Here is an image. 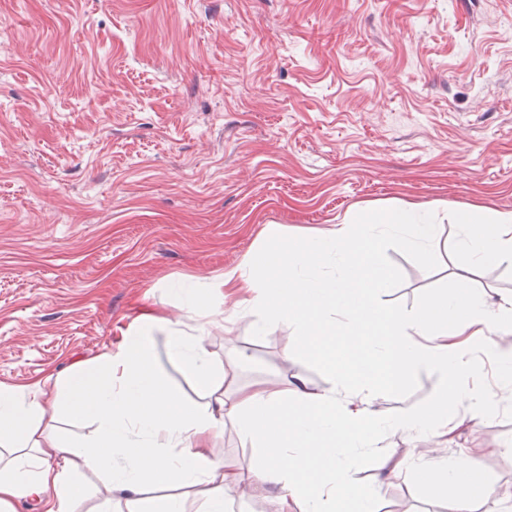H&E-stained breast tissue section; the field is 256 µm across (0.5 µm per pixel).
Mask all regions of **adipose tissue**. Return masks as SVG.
Wrapping results in <instances>:
<instances>
[{
    "mask_svg": "<svg viewBox=\"0 0 512 512\" xmlns=\"http://www.w3.org/2000/svg\"><path fill=\"white\" fill-rule=\"evenodd\" d=\"M454 248L468 257L453 292L415 310H383L375 299L387 287L372 248L396 242L425 251L437 243V217L425 205L396 202L377 208L368 224H333L295 241L277 225L264 228L258 257L225 271L207 288L174 284L179 319L142 316L97 360L64 377L19 386L0 383V512L34 500L42 512H73V475L103 478L109 495L95 512H224V496L250 498L257 487L278 488V512H345L351 470L376 451L380 435L406 437L410 448L395 475L431 489L488 484L477 457L449 452L448 412L463 408L483 421L512 403V299L490 311L468 290V273L489 262H512V212L491 206L451 211ZM242 298L252 330L287 325L294 347L329 345L341 336L357 370L338 371L330 387L312 391L302 380L289 390L261 384L227 395L224 369L205 342L223 324L225 289ZM165 336L168 356L199 383L204 401L188 402L167 385L152 347ZM457 336H487L499 365L502 395L469 384L479 367L454 344ZM438 370L447 383L423 405L392 412L383 393L418 367ZM88 421L84 440L62 439L45 420L46 407ZM228 422L258 450L242 470L215 455ZM162 486V495L151 493Z\"/></svg>",
    "mask_w": 512,
    "mask_h": 512,
    "instance_id": "ef3b65f1",
    "label": "adipose tissue"
}]
</instances>
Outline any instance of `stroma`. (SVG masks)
Here are the masks:
<instances>
[{"instance_id": "obj_1", "label": "stroma", "mask_w": 512, "mask_h": 512, "mask_svg": "<svg viewBox=\"0 0 512 512\" xmlns=\"http://www.w3.org/2000/svg\"><path fill=\"white\" fill-rule=\"evenodd\" d=\"M0 28V382L97 357L173 310L170 283L258 254L266 225L298 239L397 201L512 211V0H0ZM454 238L444 220L429 252L382 245L381 307L447 290ZM469 287L497 306L512 265ZM241 309L225 292L235 330L206 338L228 393L332 384L319 350L281 324L254 335ZM442 384L420 370L382 403ZM448 427L512 488V405ZM383 445L353 473L382 512H512L385 480L408 444Z\"/></svg>"}]
</instances>
